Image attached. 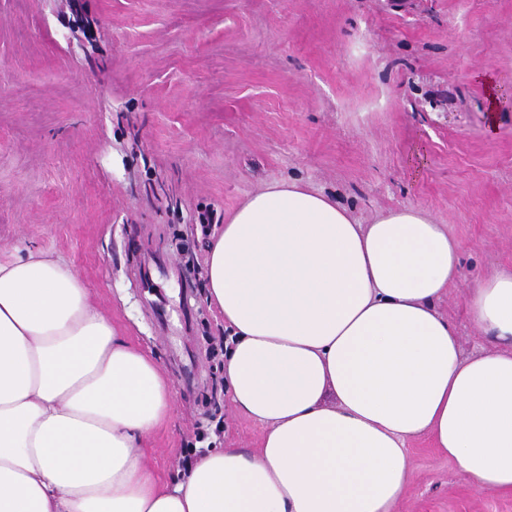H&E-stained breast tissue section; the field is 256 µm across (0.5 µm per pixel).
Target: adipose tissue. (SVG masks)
<instances>
[{
	"instance_id": "1",
	"label": "adipose tissue",
	"mask_w": 512,
	"mask_h": 512,
	"mask_svg": "<svg viewBox=\"0 0 512 512\" xmlns=\"http://www.w3.org/2000/svg\"><path fill=\"white\" fill-rule=\"evenodd\" d=\"M460 243L424 210L356 220L296 182L224 219L205 261L232 400L266 427L171 484L141 440L173 410L80 277L40 251L0 260V512H393L408 440L429 436L478 488L512 493V270L463 283ZM465 286L463 357L436 309Z\"/></svg>"
}]
</instances>
